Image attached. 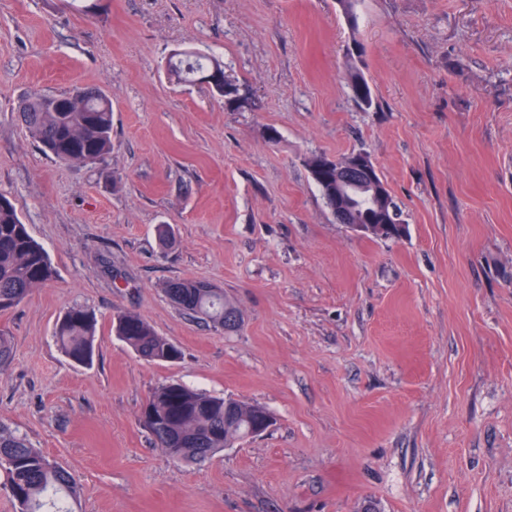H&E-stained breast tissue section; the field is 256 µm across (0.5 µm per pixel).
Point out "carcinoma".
<instances>
[{"instance_id": "carcinoma-1", "label": "carcinoma", "mask_w": 512, "mask_h": 512, "mask_svg": "<svg viewBox=\"0 0 512 512\" xmlns=\"http://www.w3.org/2000/svg\"><path fill=\"white\" fill-rule=\"evenodd\" d=\"M224 72L216 57L195 52L182 54L170 63L169 75L177 82L196 80L212 70ZM355 98L365 107L373 104L368 83L357 72L350 75ZM224 103L237 109L250 106V97L233 78L225 86L212 88ZM22 120L29 134L44 151L64 163L94 165L112 151V101L102 91L78 88L68 94H35L22 105ZM329 208L336 203L362 224H380L378 237L396 239L405 232L398 207L381 177L359 175L345 185L341 196L321 188ZM55 271L45 249L30 235L14 204L0 195V312L21 304L31 291L54 278ZM165 293L179 308L233 332L237 325L224 320V310L237 308L224 294L207 283L175 279ZM115 333L141 358L159 363H177L182 352L177 345L158 335L142 317L119 313L113 318ZM54 336L63 354L81 366L92 364L95 356L96 317L81 305L70 307L58 320ZM237 419H224V399L178 383L157 386L143 409L144 427L156 444L174 460L203 461L225 445L246 439L248 425L261 422L267 409L242 402ZM0 470L4 487L18 502L20 512H75L78 489L72 475L49 458L16 430L0 423Z\"/></svg>"}]
</instances>
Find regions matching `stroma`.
Segmentation results:
<instances>
[{
	"mask_svg": "<svg viewBox=\"0 0 512 512\" xmlns=\"http://www.w3.org/2000/svg\"><path fill=\"white\" fill-rule=\"evenodd\" d=\"M0 0V194L54 279L0 331V422L80 488V512H512V0ZM219 57L252 107L167 75ZM358 72L373 97L354 99ZM101 88L112 152L44 155L32 92ZM367 153L406 233L337 223L307 160ZM168 225L169 241L157 228ZM223 291L224 333L165 294ZM97 315L91 366L53 331ZM131 312L182 350L140 358ZM181 383L265 406L263 435L177 462L140 421Z\"/></svg>",
	"mask_w": 512,
	"mask_h": 512,
	"instance_id": "obj_1",
	"label": "stroma"
}]
</instances>
